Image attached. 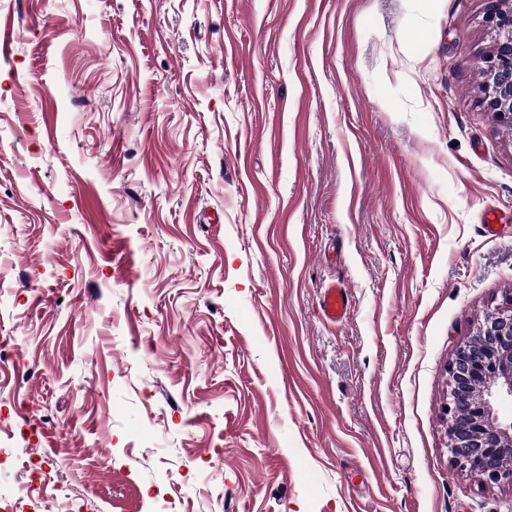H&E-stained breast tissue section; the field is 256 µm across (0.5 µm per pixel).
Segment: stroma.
<instances>
[{
	"mask_svg": "<svg viewBox=\"0 0 512 512\" xmlns=\"http://www.w3.org/2000/svg\"><path fill=\"white\" fill-rule=\"evenodd\" d=\"M486 9L0 0V481L43 484L12 512H512L443 422L512 294ZM320 307L323 316L330 322L342 323L350 315V295L345 288L333 282L322 288Z\"/></svg>",
	"mask_w": 512,
	"mask_h": 512,
	"instance_id": "stroma-1",
	"label": "stroma"
}]
</instances>
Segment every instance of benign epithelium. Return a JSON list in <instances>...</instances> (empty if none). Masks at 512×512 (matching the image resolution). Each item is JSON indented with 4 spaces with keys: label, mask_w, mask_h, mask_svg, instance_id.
Returning <instances> with one entry per match:
<instances>
[{
    "label": "benign epithelium",
    "mask_w": 512,
    "mask_h": 512,
    "mask_svg": "<svg viewBox=\"0 0 512 512\" xmlns=\"http://www.w3.org/2000/svg\"><path fill=\"white\" fill-rule=\"evenodd\" d=\"M487 3L495 43L485 60L484 101L512 127V0ZM446 373L443 420L451 460L483 483L512 484V423H499L493 407L500 396L512 398V297L477 324Z\"/></svg>",
    "instance_id": "benign-epithelium-1"
}]
</instances>
